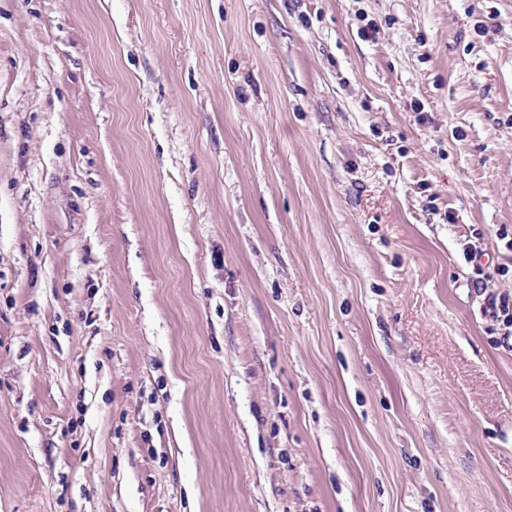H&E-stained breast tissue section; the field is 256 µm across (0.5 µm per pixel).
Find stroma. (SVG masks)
<instances>
[{
	"mask_svg": "<svg viewBox=\"0 0 512 512\" xmlns=\"http://www.w3.org/2000/svg\"><path fill=\"white\" fill-rule=\"evenodd\" d=\"M503 231L512 0H0V512H512Z\"/></svg>",
	"mask_w": 512,
	"mask_h": 512,
	"instance_id": "35a3bbf8",
	"label": "stroma"
}]
</instances>
